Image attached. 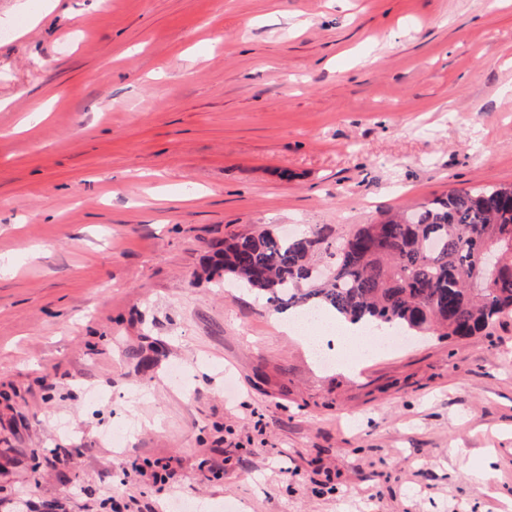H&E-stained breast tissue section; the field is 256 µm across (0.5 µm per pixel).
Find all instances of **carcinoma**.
Returning a JSON list of instances; mask_svg holds the SVG:
<instances>
[{
	"instance_id": "cac0c4a2",
	"label": "carcinoma",
	"mask_w": 512,
	"mask_h": 512,
	"mask_svg": "<svg viewBox=\"0 0 512 512\" xmlns=\"http://www.w3.org/2000/svg\"><path fill=\"white\" fill-rule=\"evenodd\" d=\"M334 260L327 274L313 258ZM215 272L280 312L336 316L363 328L476 336L512 314V188L453 190L361 224L331 249L317 233L240 235L216 250Z\"/></svg>"
}]
</instances>
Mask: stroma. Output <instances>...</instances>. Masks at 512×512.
Segmentation results:
<instances>
[{
    "instance_id": "obj_1",
    "label": "stroma",
    "mask_w": 512,
    "mask_h": 512,
    "mask_svg": "<svg viewBox=\"0 0 512 512\" xmlns=\"http://www.w3.org/2000/svg\"><path fill=\"white\" fill-rule=\"evenodd\" d=\"M0 29V512H512V316L328 336L325 368L206 272L512 186V0H0Z\"/></svg>"
}]
</instances>
